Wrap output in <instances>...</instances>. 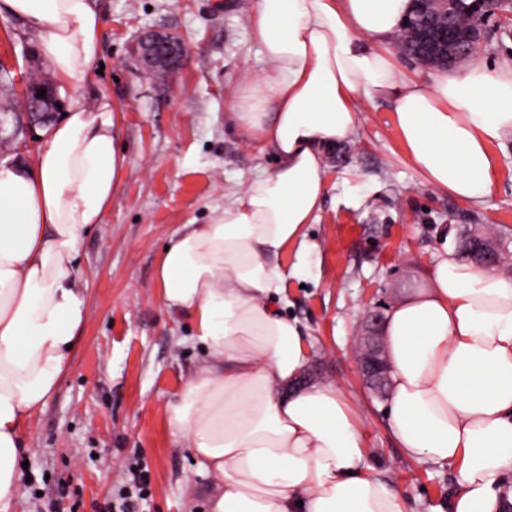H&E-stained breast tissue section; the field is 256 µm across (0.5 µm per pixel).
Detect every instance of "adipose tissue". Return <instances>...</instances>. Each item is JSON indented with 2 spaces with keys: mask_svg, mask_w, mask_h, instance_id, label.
Instances as JSON below:
<instances>
[{
  "mask_svg": "<svg viewBox=\"0 0 512 512\" xmlns=\"http://www.w3.org/2000/svg\"><path fill=\"white\" fill-rule=\"evenodd\" d=\"M45 27L40 54L61 86L98 66L95 0H0ZM413 0H256L253 36L268 64L229 124L272 172L252 178L207 224L168 239L156 267L163 306L208 354L165 409L206 485V512H405L366 461V440L335 385L303 384L297 319L278 303L306 264L304 228L328 190L323 153L356 125L357 99L386 98L414 168L437 192L491 195L492 143L512 134V64L423 79L388 47ZM120 108L74 95L24 165L0 164V512L23 478L20 455L79 343L84 236L99 225L126 166ZM295 247L292 266L281 256ZM387 426L413 458L457 475L451 512H512V275L464 258L440 234L427 287L387 313Z\"/></svg>",
  "mask_w": 512,
  "mask_h": 512,
  "instance_id": "1",
  "label": "adipose tissue"
}]
</instances>
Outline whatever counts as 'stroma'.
I'll return each mask as SVG.
<instances>
[{"mask_svg":"<svg viewBox=\"0 0 512 512\" xmlns=\"http://www.w3.org/2000/svg\"><path fill=\"white\" fill-rule=\"evenodd\" d=\"M103 14L102 73L86 93L122 110L118 145L127 166L100 225L84 239L79 286L89 307L80 343L57 390L37 416L23 454L28 481L12 512H106L128 469L147 476L138 512H202L186 484L190 451L164 415L188 375L207 357L187 321L160 304L155 267L168 237L208 223L260 171L272 152L246 146L224 114L241 85L267 68L252 35L254 0H96ZM150 33L181 38L188 57L167 82L148 73L132 47ZM42 29L0 13V67L38 69ZM20 87L0 93V162L30 161L42 145ZM354 133L325 155L329 191L306 228L312 249L289 278L283 311L312 344L317 379L336 383L355 407L368 462L402 492L408 512H450V468L408 458L388 429V397L363 381L354 345L367 309L391 307L428 281L437 230L449 245L473 224L503 241L512 274V136L492 144L494 188L473 205L432 189L408 160L391 102L357 105Z\"/></svg>","mask_w":512,"mask_h":512,"instance_id":"obj_1","label":"stroma"}]
</instances>
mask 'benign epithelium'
<instances>
[{"label":"benign epithelium","mask_w":512,"mask_h":512,"mask_svg":"<svg viewBox=\"0 0 512 512\" xmlns=\"http://www.w3.org/2000/svg\"><path fill=\"white\" fill-rule=\"evenodd\" d=\"M418 8L406 23L417 30L415 61L421 65L437 69H446L455 64L457 57L468 53L486 37V24L481 17L482 0H472L471 12L477 16L471 26L465 30L454 24V15L459 9V0H416ZM148 67L164 69L169 73L182 64L187 57V47L182 39L173 35H153L134 48ZM45 90V97L38 96L39 90ZM54 96L49 85L25 84V100L28 107L36 111V116L43 121L53 117V113L38 111L44 99ZM469 255L472 261L494 269L502 262L494 242L488 237H480L471 244ZM382 321V314L370 315V325L366 326L363 348L359 357L360 369L364 375L377 381L387 382L388 362L382 342L377 336V326Z\"/></svg>","instance_id":"benign-epithelium-1"}]
</instances>
